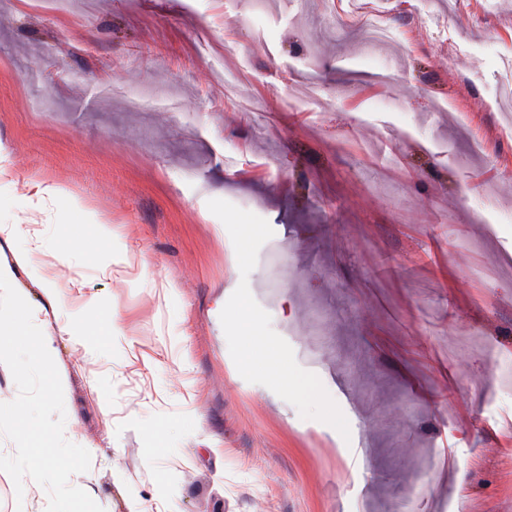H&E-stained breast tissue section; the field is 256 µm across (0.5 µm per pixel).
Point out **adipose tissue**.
Here are the masks:
<instances>
[{"label": "adipose tissue", "mask_w": 512, "mask_h": 512, "mask_svg": "<svg viewBox=\"0 0 512 512\" xmlns=\"http://www.w3.org/2000/svg\"><path fill=\"white\" fill-rule=\"evenodd\" d=\"M25 230L19 224H0V240L7 243L10 256L0 260V299L9 300V307H0V316H16L20 319L21 331L25 333V345L31 360L49 369L52 366L55 351L54 338L45 332L43 315L50 306H56L60 298L53 289H45L46 305L29 304L19 293L15 275L17 270L32 269L31 252L18 246L19 238L24 237ZM51 392L57 393L62 389V381L56 374L48 376Z\"/></svg>", "instance_id": "ef3b65f1"}]
</instances>
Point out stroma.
<instances>
[{"label":"stroma","mask_w":512,"mask_h":512,"mask_svg":"<svg viewBox=\"0 0 512 512\" xmlns=\"http://www.w3.org/2000/svg\"><path fill=\"white\" fill-rule=\"evenodd\" d=\"M511 58L512 0H0V224L61 299L48 370L0 319V512H512ZM265 368L271 379L280 387L288 390V387L295 385L287 362L280 356L269 358L265 363ZM39 448V439H35L26 448H19L14 468L25 484L36 482L49 468L50 461Z\"/></svg>","instance_id":"stroma-1"}]
</instances>
